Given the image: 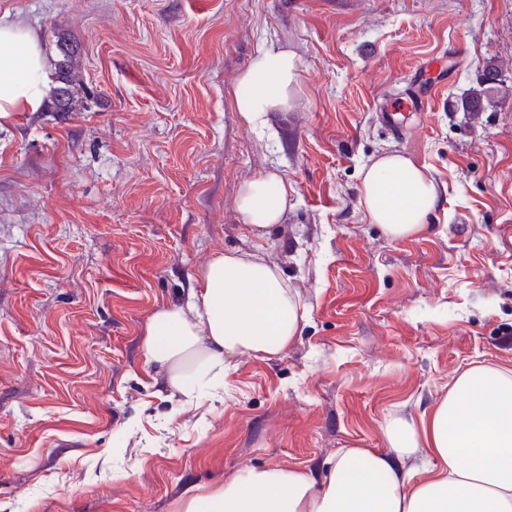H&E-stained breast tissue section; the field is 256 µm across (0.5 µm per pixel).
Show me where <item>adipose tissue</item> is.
<instances>
[{
	"instance_id": "1",
	"label": "adipose tissue",
	"mask_w": 512,
	"mask_h": 512,
	"mask_svg": "<svg viewBox=\"0 0 512 512\" xmlns=\"http://www.w3.org/2000/svg\"><path fill=\"white\" fill-rule=\"evenodd\" d=\"M299 73L294 53L258 49L234 90L253 131L268 134L269 113L288 110ZM50 84L49 57L31 29L0 23V118L38 111ZM362 172L361 201L371 223L393 238L418 233L435 200L423 169L389 152ZM288 191L277 174L261 175L241 188L237 208L250 227L268 228L280 223ZM302 318L276 266L257 253H224L202 270L185 303L153 315L144 356L192 403L223 383L226 357L279 353ZM385 434L392 454L343 449L324 482L305 470L246 468L222 486L188 495L181 512H512V371L468 368L421 423L392 422ZM417 452L426 459L420 479L397 463Z\"/></svg>"
}]
</instances>
